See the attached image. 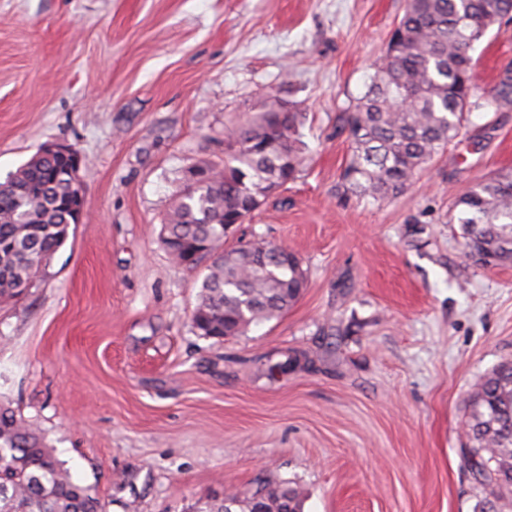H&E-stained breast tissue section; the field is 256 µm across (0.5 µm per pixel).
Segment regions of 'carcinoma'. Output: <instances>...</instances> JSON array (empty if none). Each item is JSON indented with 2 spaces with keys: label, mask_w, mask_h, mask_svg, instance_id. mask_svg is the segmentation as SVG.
<instances>
[{
  "label": "carcinoma",
  "mask_w": 512,
  "mask_h": 512,
  "mask_svg": "<svg viewBox=\"0 0 512 512\" xmlns=\"http://www.w3.org/2000/svg\"><path fill=\"white\" fill-rule=\"evenodd\" d=\"M512 19V0H408L365 91L337 116L351 154L337 191L384 203L403 192L484 106L512 107L506 69L485 102L473 99L471 51L486 33ZM303 113L276 100L224 133V162L199 161L203 176L175 199L160 242L172 261H208L192 332L221 341L291 307L306 281L294 253L266 241L225 246L224 225L243 224L295 180L308 155L298 135ZM72 159L34 154L0 192V299L27 294L42 278L76 223L79 183ZM450 223L463 229L471 258L489 251L512 262V174L476 183L454 202ZM466 465L481 490L476 512H500L512 494V360L469 399ZM292 483L209 499L201 512H302ZM0 512H103L101 501L73 480L44 437L0 404Z\"/></svg>",
  "instance_id": "1"
}]
</instances>
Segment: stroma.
Here are the masks:
<instances>
[{
    "label": "stroma",
    "mask_w": 512,
    "mask_h": 512,
    "mask_svg": "<svg viewBox=\"0 0 512 512\" xmlns=\"http://www.w3.org/2000/svg\"><path fill=\"white\" fill-rule=\"evenodd\" d=\"M406 0H0V182L76 148L85 217L48 275L0 301V400L104 512H196L297 484L303 512H475L466 403L512 359V264L476 265L455 197L512 171V108L473 112L401 194L341 200L336 116L365 89ZM486 96L512 22L472 52ZM296 104L299 178L240 225L306 286L217 342L190 314L204 268L162 248L189 166L270 99Z\"/></svg>",
    "instance_id": "1"
}]
</instances>
